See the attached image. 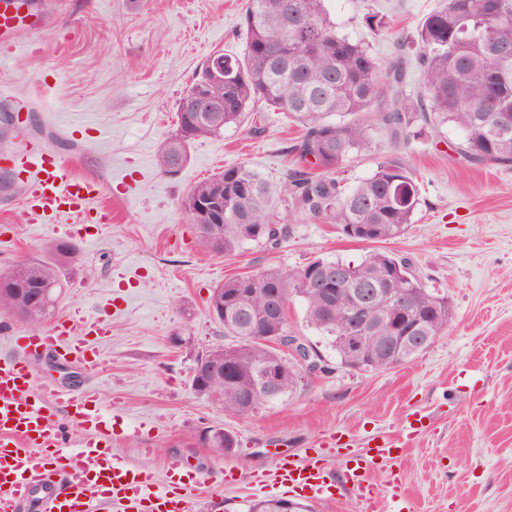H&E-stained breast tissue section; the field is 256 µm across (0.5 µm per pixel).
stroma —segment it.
<instances>
[{
    "label": "stroma",
    "mask_w": 512,
    "mask_h": 512,
    "mask_svg": "<svg viewBox=\"0 0 512 512\" xmlns=\"http://www.w3.org/2000/svg\"><path fill=\"white\" fill-rule=\"evenodd\" d=\"M441 0H329L338 31L370 42L388 62L414 56L420 20ZM246 0H28L36 24L23 48L0 58V110L30 99L28 132L58 150L75 175L97 183L94 204L109 223L28 224L14 178L0 184V273L51 244L77 245L52 313L104 316L112 324L100 360L58 367L37 358L45 375L97 390L114 427L112 451L164 479L186 460L203 475L200 507L240 512L254 499L286 492L251 479L272 465L270 444L300 456L330 437L363 448L402 433L415 419L402 456L373 466L375 483L398 480L415 512H512V167L478 166L457 151L461 130L394 147L374 132L370 151L353 156L343 176L356 184L379 156L398 151L416 174L420 205L407 231L376 245L347 238L335 225L277 207L292 232L274 250L247 246L238 255L201 252L180 204L188 191L225 167L244 163L274 182L295 159L285 149L301 123L283 112H256L262 136L228 127L190 146V161L165 177L155 156L174 129L179 99L213 54H241ZM385 15L387 31L366 25ZM385 250L412 260L430 288L449 295L447 330L415 359L382 372L343 367L305 321V303L288 304L291 335L317 347L328 368L304 373L296 391L246 418L192 387L197 353L225 344L210 315L212 289L225 279L273 265L295 271L315 259L360 263ZM236 435L233 452L217 455L207 431Z\"/></svg>",
    "instance_id": "1"
}]
</instances>
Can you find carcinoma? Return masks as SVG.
<instances>
[{"label":"carcinoma","mask_w":512,"mask_h":512,"mask_svg":"<svg viewBox=\"0 0 512 512\" xmlns=\"http://www.w3.org/2000/svg\"><path fill=\"white\" fill-rule=\"evenodd\" d=\"M247 0L243 17L246 46L239 56L224 58V82L214 85L205 62L187 92L216 94L213 112H194L179 99L176 129L163 142L156 163L174 177L188 160L198 138L216 136L226 127H243L256 107L288 112L303 132L287 152L298 167L276 187L245 164L233 165L195 185L181 205L194 224L198 246L224 256L250 244L276 249L291 227L276 220L286 200L301 213L334 224L348 238L378 243L395 238L413 223L420 204L419 186L410 160L396 152L379 158L372 173L348 187L340 178L346 162L370 144V128L391 142L408 143L438 134L445 127L464 132L459 153L478 165L512 166V0H443L420 22L415 43L419 90L406 83V60L398 54L381 64L369 46L336 30L326 0ZM49 256L33 258L0 274V312L40 324L28 295L49 288L56 303L62 268L78 247L59 242ZM312 261L293 272L269 266L227 279L208 298L212 317L233 341L208 349L194 367L206 379L200 394L247 417L291 395L302 368L286 355L277 338L288 335V303L300 296L306 321L318 331L341 365L365 372L391 369L419 352L405 337L430 341L448 328L453 305L448 294L430 289L410 260L376 251L347 267L349 280L331 288H313ZM405 293L401 310L382 304L392 287ZM373 320L361 325L356 308L369 301ZM345 336H369L358 349ZM283 364L278 391L269 396L259 386L261 368ZM285 499H258L244 512H284Z\"/></svg>","instance_id":"cac0c4a2"}]
</instances>
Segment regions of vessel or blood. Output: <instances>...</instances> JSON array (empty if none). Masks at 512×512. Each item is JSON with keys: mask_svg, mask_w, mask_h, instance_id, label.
I'll return each mask as SVG.
<instances>
[{"mask_svg": "<svg viewBox=\"0 0 512 512\" xmlns=\"http://www.w3.org/2000/svg\"><path fill=\"white\" fill-rule=\"evenodd\" d=\"M24 6V0H0V41L12 49L31 26ZM0 169L10 171L25 189L28 223L41 224L54 216L82 224L90 218L94 184L71 175L65 157L55 149L27 141L1 150ZM110 332L109 321L65 316L48 329L12 334L15 354L0 356V512H18L41 487L52 490L43 512H90L94 500L116 505L120 512H189V501L202 483L199 476L175 463L160 482L152 471L128 465L112 453L107 422L93 388L67 389L39 379L36 357L96 364L95 343ZM53 405L90 434L76 453L66 451L61 423L49 411ZM401 450L397 439L375 442L355 454L344 471L348 494L366 512H378V503L385 497L392 501L393 512H413L398 483L384 489L370 479L377 461L398 459ZM327 454V449L318 448L301 462L275 453L272 469L253 477L252 483L261 487L273 482L306 498H324L335 487L326 466Z\"/></svg>", "mask_w": 512, "mask_h": 512, "instance_id": "1", "label": "vessel or blood"}]
</instances>
